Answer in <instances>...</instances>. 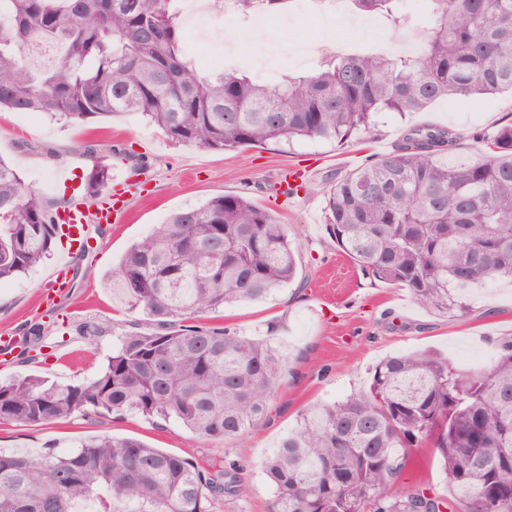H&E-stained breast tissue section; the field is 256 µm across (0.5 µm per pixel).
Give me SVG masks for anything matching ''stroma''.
<instances>
[{
    "label": "stroma",
    "instance_id": "35a3bbf8",
    "mask_svg": "<svg viewBox=\"0 0 512 512\" xmlns=\"http://www.w3.org/2000/svg\"><path fill=\"white\" fill-rule=\"evenodd\" d=\"M212 43L235 41L259 52L290 40L320 47L329 43L326 26L308 15L293 27L277 22L256 27L247 20L216 19ZM203 37L187 35L188 47ZM512 118V94L478 101L441 100L424 111L386 115L370 137L344 145L297 141L266 143L244 152L177 145L135 114L99 118L82 124L55 122L43 115L26 120L0 112V157L10 162L52 209L82 196L94 160L112 168L114 182L125 185L129 217L108 226L86 255H73L79 274L68 293L45 302V280L61 256L54 248L27 276L0 283V334L25 335L41 326L50 356L0 358V379L36 375L52 382L80 384L103 368L125 334L149 327L142 313L117 308L104 286L126 249L151 234L172 212L224 195H242L286 224L298 241V272L288 287L264 300L242 302L196 318L199 326L224 328L241 336L274 337L286 361L281 382L269 400L266 417L233 440L203 439L180 426L137 412L106 416L77 414L66 421L27 425L0 421V449L37 454L52 447L66 451L79 438L110 434L134 437L189 459L210 472H234L237 493L217 502L213 512H271L273 490L261 465L309 405L341 399L368 389L374 367L384 358L433 349L460 365L463 356L491 357L500 340L512 338V281L476 289L474 311L465 320L436 315L419 307L406 288L379 282L365 273L336 242L325 222L322 189L366 162L393 150L410 125H443L460 134L451 162H469L481 151L477 136ZM96 155H87L86 145ZM300 172L311 194L285 195L284 179ZM101 326L95 340L86 325ZM415 465L398 482L405 489L424 484L449 493L448 480L431 449H415Z\"/></svg>",
    "mask_w": 512,
    "mask_h": 512
}]
</instances>
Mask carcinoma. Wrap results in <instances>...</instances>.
I'll return each mask as SVG.
<instances>
[{
    "label": "carcinoma",
    "instance_id": "obj_1",
    "mask_svg": "<svg viewBox=\"0 0 512 512\" xmlns=\"http://www.w3.org/2000/svg\"><path fill=\"white\" fill-rule=\"evenodd\" d=\"M246 18L290 0H232ZM392 28L419 24L406 0H349ZM421 53L321 49L305 76L256 82L198 72L179 0H0V112L66 123L134 113L175 144L244 150L267 142L348 143L382 114L421 112L450 97L512 90V0H427ZM32 38L60 41L49 68L26 62ZM478 158L448 164L460 134L406 128L391 152L323 190L339 246L368 275L410 290L427 310L466 318L471 292L512 280V123L479 135ZM99 161L93 200L111 183ZM58 212L0 158V282L48 258ZM286 225L240 195L173 212L132 244L105 287L153 322L129 333L79 384L26 375L0 382V419L36 425L124 411L173 420L204 439H237L267 415L284 359L272 342L190 321L263 299L297 275ZM431 448L449 496L395 489L413 448ZM273 512H494L484 490L512 495V339L487 368L461 371L434 351L389 356L369 388L313 406L262 464ZM193 462L130 437L90 436L73 450L0 451V512H212L234 492Z\"/></svg>",
    "mask_w": 512,
    "mask_h": 512
}]
</instances>
